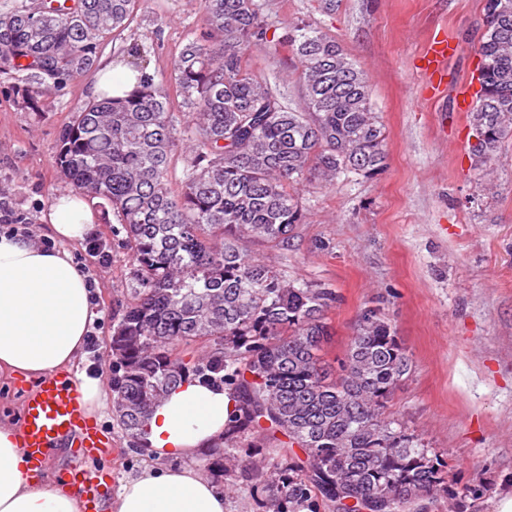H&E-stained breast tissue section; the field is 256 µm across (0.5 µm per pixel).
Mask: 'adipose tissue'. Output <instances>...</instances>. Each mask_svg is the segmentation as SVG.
<instances>
[{
    "label": "adipose tissue",
    "mask_w": 512,
    "mask_h": 512,
    "mask_svg": "<svg viewBox=\"0 0 512 512\" xmlns=\"http://www.w3.org/2000/svg\"><path fill=\"white\" fill-rule=\"evenodd\" d=\"M60 248L0 234V370L37 380L83 361L94 320L87 276L71 245L94 232L96 216L83 195L58 193L46 215ZM235 402L220 385L192 380L155 407L142 444L165 467H147L123 483L115 512H226L225 497L194 467L197 456L221 443ZM0 512H80L76 495L35 482L15 425L0 420Z\"/></svg>",
    "instance_id": "ef3b65f1"
}]
</instances>
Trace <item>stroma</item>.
Returning a JSON list of instances; mask_svg holds the SVG:
<instances>
[{
	"instance_id": "obj_1",
	"label": "stroma",
	"mask_w": 512,
	"mask_h": 512,
	"mask_svg": "<svg viewBox=\"0 0 512 512\" xmlns=\"http://www.w3.org/2000/svg\"><path fill=\"white\" fill-rule=\"evenodd\" d=\"M276 35L306 21L336 38L365 72L372 104L386 132L387 166L366 177L348 174L330 185L304 184V220L287 247L253 243L262 259L289 277L334 288L328 313L334 336L328 360L343 357L365 303H383L413 369L394 392L389 415L403 420L446 457L458 486H487L476 512H496L512 492V143L490 175H480L468 152L466 113L457 111V84L473 77L483 33V0H265ZM200 0H141L123 32L105 35L98 64L132 65L130 48L156 79L196 28ZM457 45L444 76H429L424 56L432 39ZM255 69L276 85L290 106L303 103L300 62L286 48L258 43ZM92 73L45 96L25 111L14 80L0 78V188L31 215L29 237L48 238L44 222L53 198L67 190L55 155L74 112L94 99ZM94 236L106 242L108 264L85 245L72 246L94 278L93 310L101 324L85 359L112 373V321L120 317L131 285L132 260L112 238L118 222L90 200ZM96 421L112 441L109 454L88 459L104 475V503L149 465L111 409Z\"/></svg>"
}]
</instances>
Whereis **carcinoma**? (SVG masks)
I'll return each instance as SVG.
<instances>
[{
    "label": "carcinoma",
    "mask_w": 512,
    "mask_h": 512,
    "mask_svg": "<svg viewBox=\"0 0 512 512\" xmlns=\"http://www.w3.org/2000/svg\"><path fill=\"white\" fill-rule=\"evenodd\" d=\"M140 0H0V76L26 109L94 68L104 35L126 29ZM477 102L468 112L475 167L512 141V0H484ZM202 38L167 81L141 73L59 136L56 165L79 193L120 218L133 262L112 323V415L140 442L166 393L190 380L237 399L224 443L227 492L250 481L263 512H425L441 498L467 512L483 490L453 487L448 463L384 409L413 360L380 302L360 310L335 371L323 359L336 291L296 282L250 248L288 245L303 210L297 186L385 166V132L366 75L335 39L297 23L278 38L302 64L304 107L258 75L253 45L270 28L260 0H201ZM188 111H170L169 85ZM182 175L173 187V152ZM0 223L30 224L0 189ZM198 339L204 353L185 359ZM262 452L242 457V449Z\"/></svg>",
    "instance_id": "1"
}]
</instances>
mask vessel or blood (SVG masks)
<instances>
[{
    "mask_svg": "<svg viewBox=\"0 0 512 512\" xmlns=\"http://www.w3.org/2000/svg\"><path fill=\"white\" fill-rule=\"evenodd\" d=\"M19 436L33 472L41 470L52 449L70 448L78 456L92 457L111 445L103 428L87 415L76 382L59 372L44 376L27 389ZM66 474L83 512H102L98 474L77 464Z\"/></svg>",
    "mask_w": 512,
    "mask_h": 512,
    "instance_id": "vessel-or-blood-1",
    "label": "vessel or blood"
}]
</instances>
